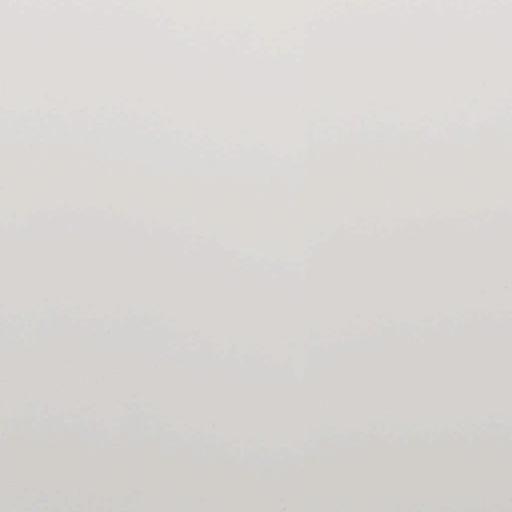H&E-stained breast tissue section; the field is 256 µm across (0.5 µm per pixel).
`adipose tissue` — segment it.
I'll list each match as a JSON object with an SVG mask.
<instances>
[{
  "instance_id": "ef3b65f1",
  "label": "adipose tissue",
  "mask_w": 512,
  "mask_h": 512,
  "mask_svg": "<svg viewBox=\"0 0 512 512\" xmlns=\"http://www.w3.org/2000/svg\"><path fill=\"white\" fill-rule=\"evenodd\" d=\"M452 97L0 85V405L36 487L512 512V97Z\"/></svg>"
}]
</instances>
